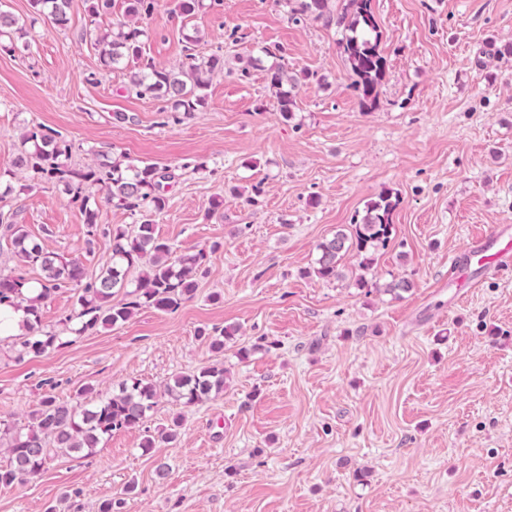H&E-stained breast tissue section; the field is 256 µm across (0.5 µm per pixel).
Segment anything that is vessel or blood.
Masks as SVG:
<instances>
[{"label": "vessel or blood", "mask_w": 512, "mask_h": 512, "mask_svg": "<svg viewBox=\"0 0 512 512\" xmlns=\"http://www.w3.org/2000/svg\"><path fill=\"white\" fill-rule=\"evenodd\" d=\"M511 268L512 224L507 222L472 239L465 249L455 253L448 267V285L460 296L465 289Z\"/></svg>", "instance_id": "1"}]
</instances>
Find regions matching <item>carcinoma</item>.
Listing matches in <instances>:
<instances>
[{
	"mask_svg": "<svg viewBox=\"0 0 512 512\" xmlns=\"http://www.w3.org/2000/svg\"><path fill=\"white\" fill-rule=\"evenodd\" d=\"M73 0H31L35 17L48 21L54 28L65 30L70 23ZM124 19L116 22V30L98 32V19L112 14L113 0H91L89 24L85 36L93 40L101 64L107 70L128 71L126 92L140 99L165 103V109L190 118L205 100L204 91L213 76L224 70V56L213 53L207 57L196 53L200 36L184 35L185 54L178 65L157 66L147 55L145 21L152 18L155 0H125ZM292 18L309 17L325 24H336L341 38L340 55L351 75L350 88L366 112L379 102L380 87L386 73V57L382 49V34L373 0H346L343 11L333 14L329 0H296ZM26 28L14 15L0 10V51L14 52L27 47ZM309 73H295L284 63L267 69V81L275 90L278 110L291 118L294 95ZM72 145L66 140L40 129H29L21 137V146L7 169L0 170V202L14 192L11 179L22 173L33 181L64 187L75 202H80L84 223L96 226V213L88 208V188L102 191L108 203L137 213L141 223L134 228L116 227L108 231L112 237V255L106 266L94 276L87 275L77 257H66L50 251L32 239L22 224H8L12 236L17 268L0 272V306L10 305L26 310V333L19 342L17 358L41 356L61 345L60 333L42 326L41 306L54 292L71 287L77 292L79 312L75 334L92 332L98 327L116 326L127 322L135 311L153 308L164 313L177 311L192 298L197 288L204 253L183 255L167 241L157 237L153 216L168 207V199L160 192L164 178L154 164L136 162L125 156L103 159L91 164L71 162ZM400 198L389 190L381 191L367 204L363 212L354 215L351 227L340 229L317 245L314 274L327 282L342 277L341 263L351 250L379 249L388 245ZM40 269L38 296H26L31 280L25 268ZM143 268L135 284H130L131 270ZM127 300L112 303L113 295L127 287ZM414 288V281L401 277L390 281L381 292L395 298ZM239 333L236 326L198 335L210 339L212 350H224V343ZM227 375L222 365H205L195 371L177 375L157 386L140 380L124 382L117 392L93 403L80 399L65 403L52 396L43 397L30 414L27 428L18 430L12 421L0 418V443L5 445L7 463L0 465V487L8 488L39 475L54 455H90L104 438L115 431L143 425L148 413L162 397L174 405L188 408L217 398L224 392ZM182 427V415L176 414L171 423L156 434H148L142 449L150 451L159 443L177 440Z\"/></svg>",
	"mask_w": 512,
	"mask_h": 512,
	"instance_id": "cac0c4a2",
	"label": "carcinoma"
}]
</instances>
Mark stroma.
I'll list each match as a JSON object with an SVG mask.
<instances>
[{"label": "stroma", "instance_id": "1", "mask_svg": "<svg viewBox=\"0 0 512 512\" xmlns=\"http://www.w3.org/2000/svg\"><path fill=\"white\" fill-rule=\"evenodd\" d=\"M373 5L386 76L371 112L349 87L336 27L292 23L285 0H204L185 19L172 16L175 0H157L146 43L157 66L177 63L195 31L201 55H224L204 107L181 121L128 95L126 71L103 69L82 37L89 0H73L66 32L39 22L27 49L0 51V168L34 127L71 143L80 165L124 154L164 168L156 235L207 252L176 312L63 332L61 346L21 361L16 339H0V417L21 427L43 395L72 402L86 386L96 400L208 364L228 377L213 400L184 410L161 400L143 427L92 455L53 458L0 487V512H48L63 497L66 512L110 498L122 512H512V270L453 306L443 287L456 252L512 221V56L493 54L512 43V0ZM262 46L311 74L292 118L266 80L272 58L240 72ZM384 189L401 203L373 263L353 252L341 279L311 275L317 244ZM90 205L94 234L60 186L32 184L10 209L32 238L95 273L109 229L140 218L96 190ZM399 277L413 290L382 294ZM229 325L241 334L220 352L197 334ZM260 340L265 350L240 359ZM179 412L177 441L143 451L146 431Z\"/></svg>", "mask_w": 512, "mask_h": 512}]
</instances>
